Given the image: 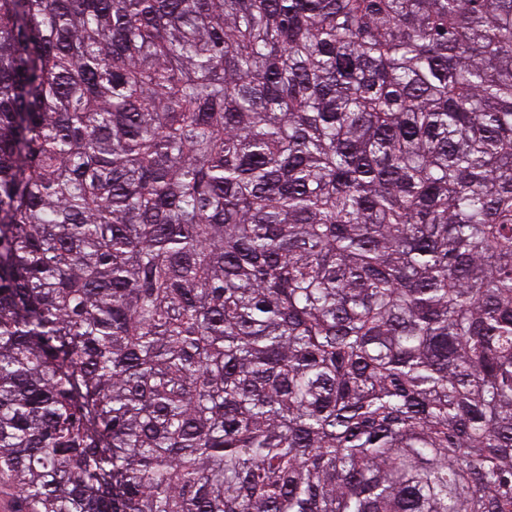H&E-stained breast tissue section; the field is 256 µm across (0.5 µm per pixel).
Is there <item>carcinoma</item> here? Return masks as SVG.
<instances>
[{
	"mask_svg": "<svg viewBox=\"0 0 512 512\" xmlns=\"http://www.w3.org/2000/svg\"><path fill=\"white\" fill-rule=\"evenodd\" d=\"M16 512H512V0H0Z\"/></svg>",
	"mask_w": 512,
	"mask_h": 512,
	"instance_id": "1",
	"label": "carcinoma"
}]
</instances>
